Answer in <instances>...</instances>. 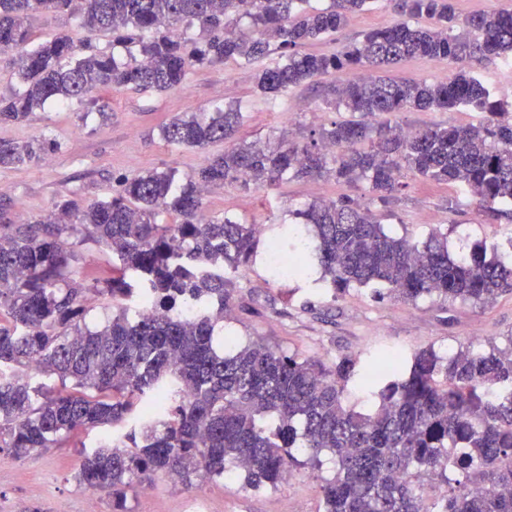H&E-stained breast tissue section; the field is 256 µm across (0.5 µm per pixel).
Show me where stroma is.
Here are the masks:
<instances>
[{
	"instance_id": "obj_1",
	"label": "stroma",
	"mask_w": 512,
	"mask_h": 512,
	"mask_svg": "<svg viewBox=\"0 0 512 512\" xmlns=\"http://www.w3.org/2000/svg\"><path fill=\"white\" fill-rule=\"evenodd\" d=\"M388 0L353 15L346 27L309 44L312 52L332 53L342 44L359 40L372 29L397 21ZM39 38L65 30L90 39L98 48L125 58L123 47L113 46L111 33L87 31L75 18L57 16L34 22ZM278 52L255 63H226L190 72L184 84L167 92L124 89L108 95L92 92L84 106L85 119L50 105L31 113L19 124H0V140L25 141L49 137L57 148L38 165L0 170V213L7 223H20L21 213L36 216L51 209L63 196L75 193L85 201L107 200L120 179L148 168L176 169L186 176L222 153L223 143L204 149L171 147L160 137V128L184 112H209L217 106H240L244 118L233 140L267 142L279 135L300 141L311 133L350 119L326 103L336 79L326 76L283 95H261L256 73L279 64ZM112 117L102 120L100 106ZM480 112L457 108L448 112H399L391 120L405 128L478 124ZM366 182L354 184L332 177L287 176L260 190L239 185L211 188L203 197L206 213L229 212L245 224H260L264 238H276L289 219V210L321 200H351L371 204L389 231L398 237L422 240L436 228H447L448 251L455 254L480 246L512 251V220L479 209L460 187L409 180L388 205L370 201ZM265 246H258L252 266L235 278V305L224 321L238 343L258 339L299 358L327 362L344 355L366 363L386 349L412 355L432 346L454 351L462 346H484L487 340L503 342L512 336V296L489 307L454 304L442 308L430 301L403 303L374 298L363 287L347 295H334L326 283L307 277L272 279L267 271ZM80 456L75 448H52L23 460L0 461V512H84L90 494L75 473ZM330 466L321 471L303 469L284 478L274 488L253 490L240 478L188 487L158 478L147 489L128 492L127 512H186L198 501L204 512H319L320 485L330 477Z\"/></svg>"
}]
</instances>
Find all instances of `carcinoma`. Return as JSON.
<instances>
[{
    "instance_id": "carcinoma-1",
    "label": "carcinoma",
    "mask_w": 512,
    "mask_h": 512,
    "mask_svg": "<svg viewBox=\"0 0 512 512\" xmlns=\"http://www.w3.org/2000/svg\"><path fill=\"white\" fill-rule=\"evenodd\" d=\"M373 0H0V52L22 89L0 95V123H21L50 101L82 107L99 89L165 91L197 67L251 64L276 43L283 62L257 75L263 94L336 73L334 109L359 114L300 144L249 143L224 149L183 181L145 170L119 182L109 200L72 194L33 221L0 224V453L13 459L49 448H79L77 480L112 497L163 476L189 482L242 473L251 489L275 487L296 469L334 463L322 485V512H512V349L488 342L475 352L434 347L410 362L398 351L327 363L298 359L259 340L222 350L218 326L233 307L230 274L245 271L258 245L254 225L207 215L203 191L273 186L284 177L365 181L390 203L406 176L465 188L481 209L512 206V107L496 100L475 66L512 64V8L460 19L454 0H391L402 21L370 30L331 54L303 51L340 31ZM45 14L76 15L82 27L112 33L115 56L69 34L34 39ZM248 20L242 26V20ZM198 25L199 36L181 27ZM413 57L458 64L449 79H396L380 71ZM471 108L468 127L404 130L363 117ZM239 106L190 112L161 127L168 145L204 148L229 139ZM52 140L0 142V169L35 166ZM171 220L163 222L160 216ZM288 233L304 248L293 276L320 266V280L343 295H375L446 307H486L512 295V254L480 248L448 253V233L424 241L389 234L368 205L319 201L290 213ZM112 253L101 272L78 271L83 246ZM112 303L103 327L85 323L86 300ZM148 299L143 318L130 307ZM200 308L189 319L186 306ZM375 398L365 412L344 403L352 376ZM101 431L89 448L81 436Z\"/></svg>"
}]
</instances>
